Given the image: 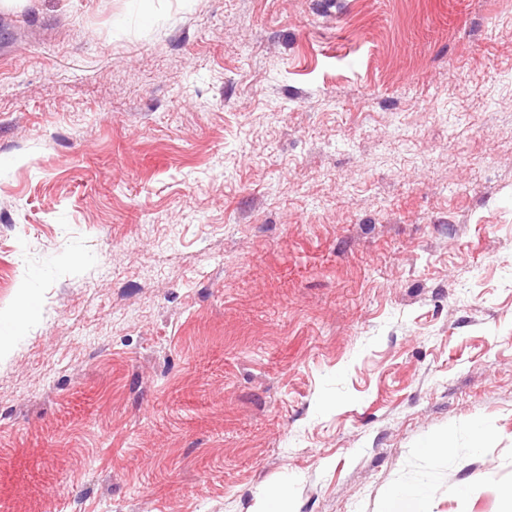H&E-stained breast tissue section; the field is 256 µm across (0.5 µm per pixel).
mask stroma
Returning <instances> with one entry per match:
<instances>
[{
	"instance_id": "stroma-1",
	"label": "stroma",
	"mask_w": 512,
	"mask_h": 512,
	"mask_svg": "<svg viewBox=\"0 0 512 512\" xmlns=\"http://www.w3.org/2000/svg\"><path fill=\"white\" fill-rule=\"evenodd\" d=\"M21 311L0 512H502L512 0L0 9ZM431 491L422 487L408 491L400 487L387 490L382 502V512H430L428 510Z\"/></svg>"
}]
</instances>
